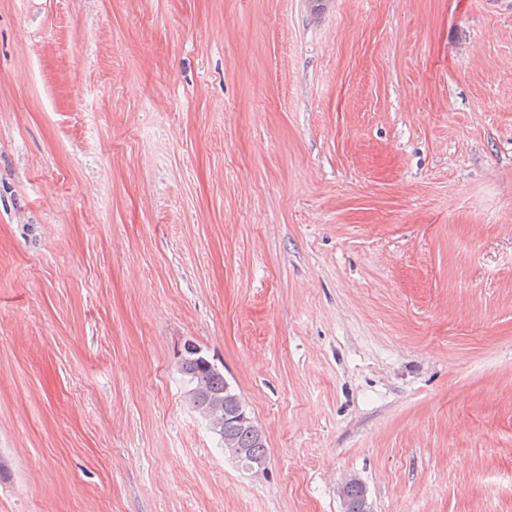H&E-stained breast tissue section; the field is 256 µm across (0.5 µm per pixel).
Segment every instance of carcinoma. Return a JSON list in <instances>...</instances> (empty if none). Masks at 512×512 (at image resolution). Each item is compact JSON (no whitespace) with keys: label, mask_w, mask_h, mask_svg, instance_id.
Listing matches in <instances>:
<instances>
[{"label":"carcinoma","mask_w":512,"mask_h":512,"mask_svg":"<svg viewBox=\"0 0 512 512\" xmlns=\"http://www.w3.org/2000/svg\"><path fill=\"white\" fill-rule=\"evenodd\" d=\"M181 372L190 386L188 394L193 407L219 436L224 452L233 454L247 448L256 467H265L268 455L266 438L258 437L253 425L237 420L238 410L246 407L241 396L228 388L229 382L215 364L201 354L199 347L184 348L180 358Z\"/></svg>","instance_id":"cac0c4a2"}]
</instances>
